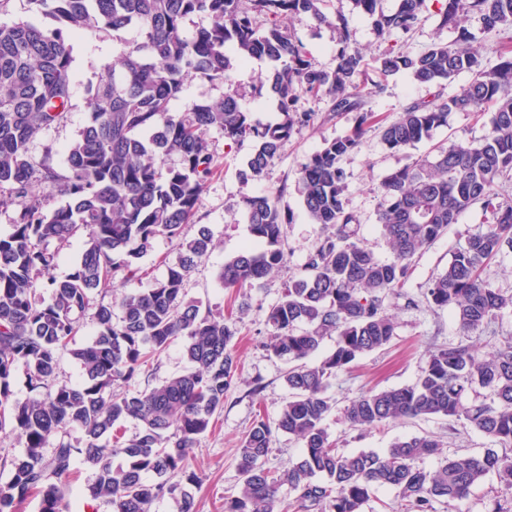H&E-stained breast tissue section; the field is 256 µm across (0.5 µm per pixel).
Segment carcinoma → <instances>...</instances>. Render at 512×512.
Returning a JSON list of instances; mask_svg holds the SVG:
<instances>
[{
  "label": "carcinoma",
  "instance_id": "cac0c4a2",
  "mask_svg": "<svg viewBox=\"0 0 512 512\" xmlns=\"http://www.w3.org/2000/svg\"><path fill=\"white\" fill-rule=\"evenodd\" d=\"M328 2L27 0L57 25L0 23V206H20L11 231L0 235V433L25 440L22 454L0 457V512H20L31 497L39 498L40 512H61L78 456L93 470L91 497L110 512H152L166 496L176 500L178 512H196L192 487L200 478L191 470L190 453L235 383L238 328L185 299V281L213 239L205 226L186 238L183 226L193 222L216 170L209 134L252 142L240 175L255 180L293 131L309 124L312 113L299 107L303 94L330 98L332 111L353 112L355 121L301 165L299 193L322 238L304 273L269 309L272 333L264 344L271 356L288 362L290 397L275 422L258 416L242 437L241 485L224 497V512H364L379 487L396 490L402 512H435L433 502L464 500L490 477L500 494L493 512H509L501 499H512V455L505 452L512 448V339L483 358L465 345L436 348L414 384L368 391L343 409L344 421L362 430L404 419L462 421L502 453L488 448L450 458L431 435L398 439L383 454L345 453L324 422L336 408L327 394L330 381L395 335L387 301L405 287L413 257L476 205L486 228L455 248L424 298L453 311L467 335L512 309V295L483 277L490 260L512 251V197L497 191L500 181L512 179V0H442L439 26L456 30L455 39L418 55L389 47L374 68L378 80L369 86L368 63L352 46L346 19H330ZM352 2L372 20L379 39L396 43L415 30L426 8V0H395L388 11L382 0ZM300 13L336 31L332 70L316 67L291 30L288 21ZM194 15L209 17L211 24L189 36L184 25ZM463 16L504 35L499 63H483L475 35L460 26ZM128 28L137 29L140 41L92 89L89 119L63 164L48 156L34 164V140L65 124L72 108L73 37L88 31L118 35ZM251 60L270 64L263 85L277 102L276 123L261 122L239 103L231 71ZM399 72L439 87L463 72L471 79L447 97L410 103L381 126L387 150L401 152L429 138L455 112L490 109L491 130L476 144H452L382 179L377 223L391 252L382 261L356 239L341 161L379 124L366 99L382 93L387 77ZM189 77L224 84V95L174 114L171 104ZM172 156L175 165L168 163ZM35 187L63 204L46 208ZM243 216L253 243L224 260L218 274L224 288L252 287L288 263L285 225L294 216L282 195L246 198ZM160 236L180 246L165 276L146 290L121 292L111 306L97 303L101 285L118 280L127 286L137 278L138 260ZM74 237L83 243L81 259L58 279V254L48 246ZM38 288L48 289L51 300L37 296ZM89 308L95 309L96 331L76 348L77 316ZM327 336L335 337L333 350L309 362ZM178 338L191 364L187 372L143 390L112 391L117 381L152 376L154 361ZM65 351L83 366L79 385L58 379ZM20 366L31 395L15 400L11 379ZM478 386L490 390L491 402L470 398ZM126 419L141 423L128 439L114 433ZM73 428L81 430L83 442L71 441ZM278 432L296 438L302 452L272 471L265 460ZM117 455L123 465L115 469ZM424 455L438 458L435 470L418 465ZM285 485L293 497L283 508Z\"/></svg>",
  "mask_w": 512,
  "mask_h": 512
}]
</instances>
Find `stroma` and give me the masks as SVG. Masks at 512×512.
I'll return each mask as SVG.
<instances>
[{
	"instance_id": "stroma-1",
	"label": "stroma",
	"mask_w": 512,
	"mask_h": 512,
	"mask_svg": "<svg viewBox=\"0 0 512 512\" xmlns=\"http://www.w3.org/2000/svg\"><path fill=\"white\" fill-rule=\"evenodd\" d=\"M438 9L437 0H427L423 19L406 42L411 54H419L437 41H453L454 30L438 26ZM327 11L347 18L353 32V44L367 60H377L387 50V43L376 38L370 20L356 12L351 0H330ZM290 25L307 45L318 68L329 70L335 67L336 33L333 28L318 23L307 14L294 16ZM136 38V31L129 29L117 37L100 32L83 35L74 41L72 109L66 124L43 131L33 142L30 153L34 161L49 156L54 162L63 163L65 147L77 137L88 119L89 84L97 82L125 44ZM268 70L266 62L255 60L248 65L234 67L232 78L238 87L242 107L254 112L260 121L274 123L279 119L275 100L256 93L261 74ZM431 92V87L397 74L388 78L383 94L369 98L368 106L382 119L391 120L403 107L429 97ZM300 105L313 112L311 123L294 131L256 180H245L239 176L252 151L251 142L234 145L225 142L218 133L210 134L217 171L201 196L193 223L183 229L184 236L191 237L199 226L204 225L213 236L211 253L198 263L186 282L187 300L212 311L217 317L228 315L237 302L246 308L238 325L240 377L226 394L223 412L200 437L190 455L191 467L200 477V483L194 489L197 512H224L225 496L238 489L237 446L240 439L256 414L275 419L289 397L283 378L288 365L270 356L264 344L270 334L266 323L268 309L280 299L288 282L302 273L308 256L321 241L318 225L310 222L301 206L297 191L299 170L310 155L321 150L327 141L347 133L354 124L353 113H332L329 97L305 94ZM489 131V116L457 112L450 116L447 126L435 130L430 139L414 148L393 153L385 149L378 129L369 130L360 150L342 161L348 184L347 209L358 219V242L377 258L389 259L390 251L376 222V213L382 202L379 186L385 175L415 158L435 155L437 147L457 142H479ZM279 191L283 192L285 202L295 214L294 223L286 228L290 251L287 265L254 287L239 291L222 288L218 273L225 259L251 241L249 226L242 217L243 199L262 192ZM482 221L480 208L467 210L457 224L449 227L447 234L414 257L413 273L403 296L391 298L389 302V312L396 323L394 338L384 348L359 357L351 371L340 373L333 379L328 394L335 399L337 409L326 419L325 426L339 448L347 452H382L394 440L424 434L442 440L443 452L450 456L491 447L490 439L460 421L413 419L362 432L350 429L341 413L349 401L365 391L415 382L426 365L429 351L434 348L468 344L474 347L478 356L483 357L512 337V312L503 313L489 329L466 336L459 331L447 309L429 306L423 297L432 280L447 267L454 249L468 234L476 232ZM178 254V241L164 237L154 239L138 262L136 287H149L156 279L162 278ZM257 382L261 383L262 392L256 397H248V390Z\"/></svg>"
}]
</instances>
